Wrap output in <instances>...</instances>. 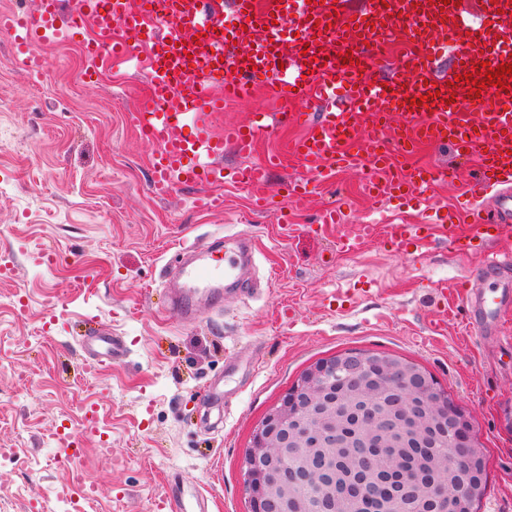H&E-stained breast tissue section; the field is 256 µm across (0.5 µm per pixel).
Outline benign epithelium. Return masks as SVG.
Here are the masks:
<instances>
[{
  "label": "benign epithelium",
  "mask_w": 512,
  "mask_h": 512,
  "mask_svg": "<svg viewBox=\"0 0 512 512\" xmlns=\"http://www.w3.org/2000/svg\"><path fill=\"white\" fill-rule=\"evenodd\" d=\"M341 385L348 398L337 409H327L325 394ZM393 390L386 406L374 393ZM434 392L426 377L405 366L394 367L375 351L347 350L307 368L289 393L273 405L253 431L251 446L241 459L253 512H288V487L304 485L327 492L330 508L339 499L360 512H408L413 487L400 472H380L386 449L416 437L424 444V429L435 423L448 430L449 453L457 463L470 459L476 436ZM311 445L318 449L348 451L358 475L338 482L329 460L318 453L313 463L296 469L282 465L269 469L276 457L288 458ZM444 493L442 507L458 512L461 495L449 496L447 477L438 479Z\"/></svg>",
  "instance_id": "7a95c632"
}]
</instances>
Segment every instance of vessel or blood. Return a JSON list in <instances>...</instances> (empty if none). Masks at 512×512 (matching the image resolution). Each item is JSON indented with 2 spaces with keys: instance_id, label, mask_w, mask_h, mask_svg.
I'll list each match as a JSON object with an SVG mask.
<instances>
[{
  "instance_id": "1",
  "label": "vessel or blood",
  "mask_w": 512,
  "mask_h": 512,
  "mask_svg": "<svg viewBox=\"0 0 512 512\" xmlns=\"http://www.w3.org/2000/svg\"><path fill=\"white\" fill-rule=\"evenodd\" d=\"M347 4L297 0L288 10L282 0H75L67 10L62 0H37L33 14L0 13V28L12 34L16 63L31 72L43 67L39 45L87 25L95 32L88 48L96 66L108 70L143 53L149 102L133 113L132 123L154 147L150 190L158 197L196 190L195 202L205 209L223 208L228 185L250 189L256 205L265 206L270 171L282 160L269 155L255 161L251 154L284 119L302 129L288 145L303 171L280 184L287 197L304 196L311 177L327 181L336 169L353 168L367 172L375 197L395 194L424 206L434 186L458 180L457 168L406 174L396 160L424 142H451L459 155L476 158L487 204L437 210L426 224H389L384 237L417 259L443 242L452 251L479 255L480 271L512 268V250L496 247L501 223L512 221V90L490 86L474 93L456 80L485 62L512 65V0H362L356 11ZM228 10L235 25L224 23ZM486 13L496 23L485 39L472 37L449 49L459 31L474 29ZM396 43L406 51L411 82L370 73L373 63L384 62L383 47ZM264 76L275 98L306 103L307 111L285 118L255 112L247 125L213 132L211 122L225 103L251 99ZM434 93L439 102H430ZM417 97L422 105H414ZM229 147L250 157V164L225 167ZM488 208L490 220L483 216ZM254 252L253 240L242 234L185 249L170 268L169 313L187 320L199 300L218 304L225 292L249 288ZM469 299L490 314L506 301L476 288ZM86 346L107 359L122 352L109 336L87 337ZM161 502L176 512H205L203 495L188 498L177 488Z\"/></svg>"
}]
</instances>
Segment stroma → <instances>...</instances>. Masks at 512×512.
<instances>
[{
    "mask_svg": "<svg viewBox=\"0 0 512 512\" xmlns=\"http://www.w3.org/2000/svg\"><path fill=\"white\" fill-rule=\"evenodd\" d=\"M90 36L42 47L37 75L0 33V512L36 502L61 512L69 481L57 437H79L86 405L112 443L107 453L85 440L76 463L98 488L92 512H154L174 477L200 489L208 512H250L240 462L255 426L307 367L351 349L403 357L439 380L486 455L478 512H512V307L497 335L473 327L462 297L476 257L437 246L416 260L380 235L337 252L338 232L380 221L355 169L316 186L289 235L276 223L280 195L258 210L248 189L228 188L223 211L209 213L188 190L155 198L152 148L132 125L147 78H85L79 43ZM433 163L461 179L432 203L463 207L478 190L476 160L439 145L402 160ZM333 206L341 229L312 232ZM228 233L257 244L255 290L172 320L165 283L177 253ZM94 333L120 338L125 354L87 369Z\"/></svg>",
    "mask_w": 512,
    "mask_h": 512,
    "instance_id": "35a3bbf8",
    "label": "stroma"
}]
</instances>
